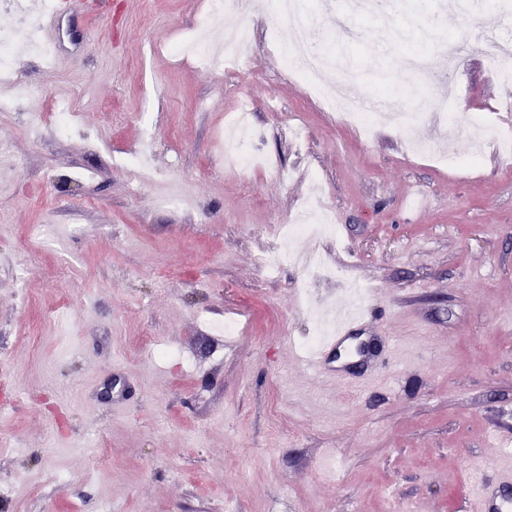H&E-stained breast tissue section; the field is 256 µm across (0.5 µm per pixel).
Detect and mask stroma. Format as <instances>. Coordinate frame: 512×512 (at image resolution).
<instances>
[{"label": "stroma", "mask_w": 512, "mask_h": 512, "mask_svg": "<svg viewBox=\"0 0 512 512\" xmlns=\"http://www.w3.org/2000/svg\"><path fill=\"white\" fill-rule=\"evenodd\" d=\"M53 2L62 53L17 46L12 78L33 95L0 112V512H462L478 474L512 464V155L496 138L512 128V59L487 52L512 44V5L381 0L345 42L325 17L346 0H311L313 47L369 75H404L405 39L428 36L438 66L461 41L443 82L388 95L426 89L462 129L366 134L285 74L269 0L220 73L170 53L207 0ZM243 103L277 170L225 166ZM143 151L136 192L112 159ZM313 173L336 225L320 250L343 275L266 274ZM183 186L191 207L168 204ZM350 279L369 292L354 333L377 347L330 386L282 344L306 342L305 304L346 303Z\"/></svg>", "instance_id": "obj_1"}]
</instances>
